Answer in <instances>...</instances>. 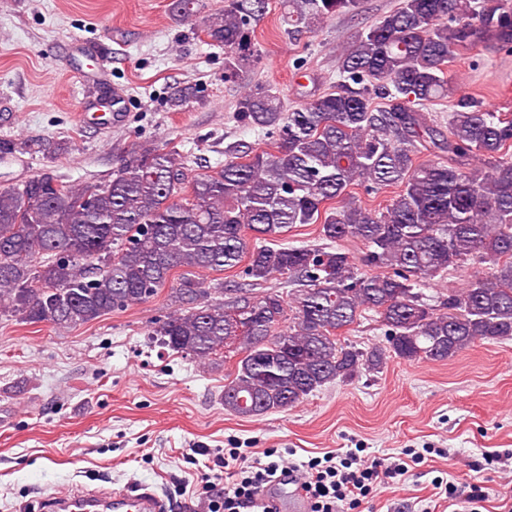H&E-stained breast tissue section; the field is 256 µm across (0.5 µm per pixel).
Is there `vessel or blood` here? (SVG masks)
<instances>
[{"mask_svg":"<svg viewBox=\"0 0 512 512\" xmlns=\"http://www.w3.org/2000/svg\"><path fill=\"white\" fill-rule=\"evenodd\" d=\"M263 502L282 512H307V501L294 483L287 478L274 479L263 491ZM54 512H170L171 506L155 491L141 489H121L112 492L87 493L73 491L51 498Z\"/></svg>","mask_w":512,"mask_h":512,"instance_id":"1","label":"vessel or blood"}]
</instances>
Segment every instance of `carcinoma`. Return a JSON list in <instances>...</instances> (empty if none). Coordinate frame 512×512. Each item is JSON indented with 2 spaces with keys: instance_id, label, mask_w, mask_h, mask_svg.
Wrapping results in <instances>:
<instances>
[{
  "instance_id": "1",
  "label": "carcinoma",
  "mask_w": 512,
  "mask_h": 512,
  "mask_svg": "<svg viewBox=\"0 0 512 512\" xmlns=\"http://www.w3.org/2000/svg\"><path fill=\"white\" fill-rule=\"evenodd\" d=\"M267 5L226 0L205 20L229 76L259 62L254 25ZM357 6L285 0L287 31ZM199 9V0L168 4L180 22ZM492 42L512 43V11L496 0H401L342 48L335 89L289 111L266 88L239 95L236 121L272 139L267 149L229 143L223 166L190 176V155L135 143L102 185L67 184L50 170L0 189V311L67 329L149 301L180 267H240L255 286L285 278L298 286L289 301L266 292L226 303L186 275L171 291L176 309L152 331L203 363L233 337L242 357L224 410L241 417L286 410L389 357L444 362L479 340H512V119L460 97L445 137L425 112L450 93L456 51ZM425 151L433 158L415 163ZM480 158L491 174L475 169ZM358 183L398 192L368 210L350 191ZM298 224L319 225L328 244L246 236L277 238ZM351 239L364 245L359 258L341 246ZM471 261L492 274L448 290L442 313L423 301L421 285ZM360 263L379 272L362 275ZM366 312L378 315L386 344L341 341Z\"/></svg>"
}]
</instances>
